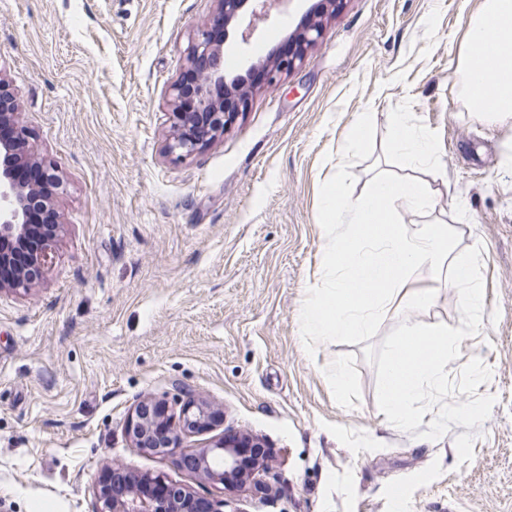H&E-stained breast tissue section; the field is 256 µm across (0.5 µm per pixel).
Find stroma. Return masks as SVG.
<instances>
[{
  "label": "stroma",
  "instance_id": "obj_1",
  "mask_svg": "<svg viewBox=\"0 0 512 512\" xmlns=\"http://www.w3.org/2000/svg\"><path fill=\"white\" fill-rule=\"evenodd\" d=\"M478 6L344 0L298 68L178 159L168 91L213 0H0V77L63 181L65 222L39 287L0 298V512H98L113 463L222 500L176 457L129 446L145 398L208 406L211 428L185 445L261 440L271 489L235 495V512H512V129L468 114L452 52ZM305 8L229 46L233 70L265 58ZM363 112L374 124L337 157ZM397 112L435 139L442 166L422 177L441 211L465 208L457 250L481 248L484 325L457 335L450 287L371 335L306 347L297 317L324 247L321 183L339 176L355 198L374 162L409 173L388 150ZM438 322L456 334L448 389L395 426L390 345L402 324ZM475 355L485 375L470 374ZM338 361L342 396L327 379Z\"/></svg>",
  "mask_w": 512,
  "mask_h": 512
}]
</instances>
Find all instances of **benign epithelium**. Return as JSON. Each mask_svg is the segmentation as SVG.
<instances>
[{
	"label": "benign epithelium",
	"instance_id": "obj_1",
	"mask_svg": "<svg viewBox=\"0 0 512 512\" xmlns=\"http://www.w3.org/2000/svg\"><path fill=\"white\" fill-rule=\"evenodd\" d=\"M217 3L212 23L221 25L223 36H211V27L200 28L188 47L185 64L181 72L190 69L199 58L210 61L207 69L195 76V111L184 112L180 107L183 94V80L177 79L169 89L170 134L167 142L169 153L180 157L192 155L224 134L234 121L237 113L226 111V100L239 96L245 102L248 91L246 75L255 71L263 74L264 85L278 84L281 75L298 66L303 58V50L288 53L286 57H269V61L259 60L250 64L245 73H233L224 68V54L230 44L248 45L256 32L276 18L282 9L293 0H215ZM324 27L319 21L309 22L299 32L304 47L314 46L323 37ZM3 81L0 80V124L8 123L14 130V138L0 141V260L3 259L4 244L23 236L31 223L30 202L35 194V186L16 176V168L29 161L36 163L45 179L59 182L54 172V164L40 159L30 143V133L22 113L14 102L6 103ZM62 224L59 210H54L52 231L47 236L35 258L33 271L21 272L12 279L0 280V297L13 293H26L43 278L56 256L58 233ZM152 403H139L125 424V435L132 447L145 449L159 456L179 454L193 462V470L202 478L224 485L225 493L231 495L246 486L255 490L266 488L264 476L268 464L260 460L248 470L241 469L240 449L260 448L262 444L249 436L243 438L223 437L206 448L182 446L183 437L209 426L212 418L208 407L199 401H174L161 403L159 407L168 412L165 420L152 413ZM124 477L127 489L116 499L104 480L96 487L97 497L102 507L100 512H197L198 504L206 505V512H223L232 501L223 499L220 503L205 502L188 489H183L178 500L170 503L151 495L149 488L134 473L125 467L114 464L104 468L103 473Z\"/></svg>",
	"mask_w": 512,
	"mask_h": 512
}]
</instances>
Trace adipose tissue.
<instances>
[{
	"mask_svg": "<svg viewBox=\"0 0 512 512\" xmlns=\"http://www.w3.org/2000/svg\"><path fill=\"white\" fill-rule=\"evenodd\" d=\"M461 100L480 120L512 123V0H481L456 46ZM390 149L410 163L435 168L434 138L395 116ZM327 242L319 264L321 282L307 289L299 313L306 343L371 335L386 318L409 308H430L438 291L457 288L462 330L470 332L484 312V292L474 260L455 255L453 228L443 222L404 228L398 212L432 214L438 200L429 183L378 170L367 193L350 198L340 181L321 186ZM453 349L444 325H402L382 378L385 412L398 426L410 424L430 395L448 388Z\"/></svg>",
	"mask_w": 512,
	"mask_h": 512,
	"instance_id": "obj_1",
	"label": "adipose tissue"
}]
</instances>
